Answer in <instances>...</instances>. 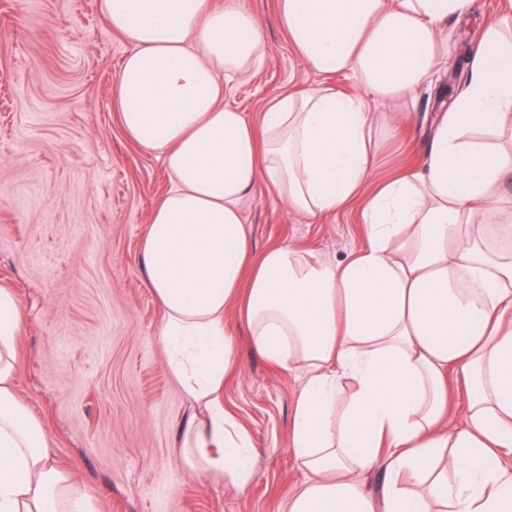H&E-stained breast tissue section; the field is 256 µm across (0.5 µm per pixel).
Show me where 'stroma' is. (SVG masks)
<instances>
[{"label": "stroma", "mask_w": 512, "mask_h": 512, "mask_svg": "<svg viewBox=\"0 0 512 512\" xmlns=\"http://www.w3.org/2000/svg\"><path fill=\"white\" fill-rule=\"evenodd\" d=\"M101 0H0V286L27 314L16 389L42 421L61 464L99 512H286L304 474L291 447L298 374L259 358L235 317V369L224 407L252 435L255 468L242 491L201 477L182 489L177 439L192 413L157 341L161 312L139 262L150 210L169 188L158 155L130 142L112 104L129 42ZM259 20L270 57L224 101L259 120L267 100L310 87L355 92L297 53L276 0H239ZM512 0H476L448 29L472 57L489 20ZM466 68L417 92L394 134L379 137L381 178L412 165ZM256 251L295 244L345 261L365 244L357 206L311 222L258 183L243 202Z\"/></svg>", "instance_id": "1"}]
</instances>
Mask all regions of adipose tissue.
<instances>
[{"instance_id": "obj_1", "label": "adipose tissue", "mask_w": 512, "mask_h": 512, "mask_svg": "<svg viewBox=\"0 0 512 512\" xmlns=\"http://www.w3.org/2000/svg\"><path fill=\"white\" fill-rule=\"evenodd\" d=\"M315 71L358 92L273 97L260 124L226 87L269 54L235 0H102L132 49L113 84L126 137L157 153L170 188L140 241L167 365L196 407L185 485L251 482V435L224 408L236 311L256 355L301 373L291 445L306 473L288 512H512V21L489 22L462 92L420 160L377 179L372 104L408 101L448 56L473 0H277ZM296 212L358 205L367 245L346 262L293 245L254 253L242 202L257 182ZM25 311L0 287V512H96L15 388ZM467 413L446 423L448 383ZM350 392H343V384ZM385 484L370 495L364 475Z\"/></svg>"}]
</instances>
